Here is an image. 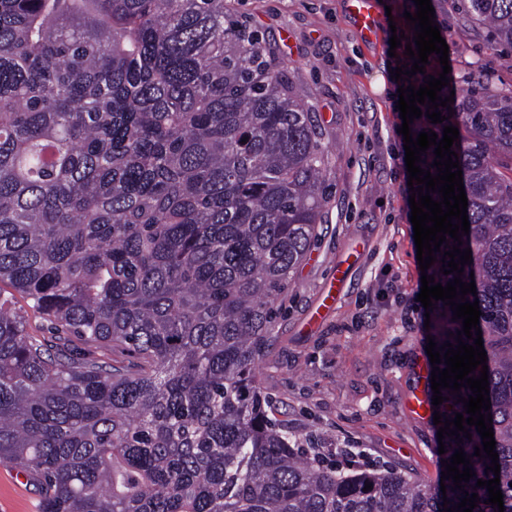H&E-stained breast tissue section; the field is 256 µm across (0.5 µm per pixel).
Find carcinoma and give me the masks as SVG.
Returning a JSON list of instances; mask_svg holds the SVG:
<instances>
[{
  "instance_id": "1",
  "label": "carcinoma",
  "mask_w": 512,
  "mask_h": 512,
  "mask_svg": "<svg viewBox=\"0 0 512 512\" xmlns=\"http://www.w3.org/2000/svg\"><path fill=\"white\" fill-rule=\"evenodd\" d=\"M512 49V0H463ZM453 112L411 136L453 143L468 199L504 512H512V96L442 88ZM328 171L287 66L224 0H0V463L40 487L39 512H443L476 472L425 486L344 471L268 414L253 371L275 303L317 237ZM447 244L428 269L442 274ZM430 312L437 346L462 320ZM450 420L465 413L442 390ZM372 489L364 490L365 485Z\"/></svg>"
}]
</instances>
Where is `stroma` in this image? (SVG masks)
Instances as JSON below:
<instances>
[{
	"label": "stroma",
	"instance_id": "35a3bbf8",
	"mask_svg": "<svg viewBox=\"0 0 512 512\" xmlns=\"http://www.w3.org/2000/svg\"><path fill=\"white\" fill-rule=\"evenodd\" d=\"M395 29L367 37L347 0H231L302 86L328 157L318 240L277 307L255 375L277 419L315 433L326 450L352 445L425 482L438 475L437 427L408 403L425 385V309L410 221L404 138L397 107L408 64L391 48L409 31L403 0H382ZM449 47L450 75L467 89L485 70L495 92L512 93V52L487 50V35L459 0H431ZM31 477L0 464V512H39Z\"/></svg>",
	"mask_w": 512,
	"mask_h": 512
}]
</instances>
